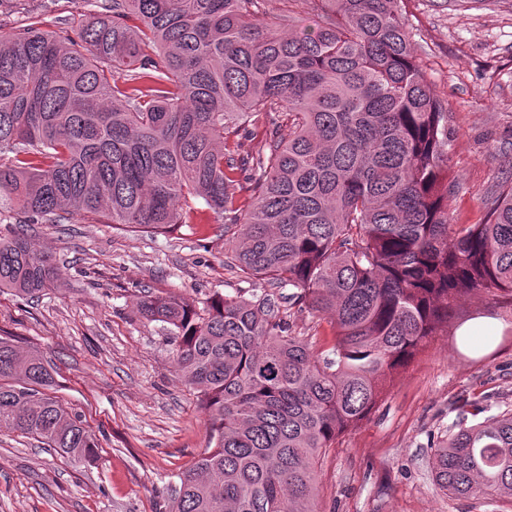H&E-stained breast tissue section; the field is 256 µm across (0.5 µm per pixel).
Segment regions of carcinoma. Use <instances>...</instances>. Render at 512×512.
Listing matches in <instances>:
<instances>
[{
	"label": "carcinoma",
	"instance_id": "obj_1",
	"mask_svg": "<svg viewBox=\"0 0 512 512\" xmlns=\"http://www.w3.org/2000/svg\"><path fill=\"white\" fill-rule=\"evenodd\" d=\"M81 2L100 17L75 38L0 35V222L85 212L160 233L193 223L195 199L240 225L235 268L297 289L288 302L329 320L333 343L314 350L266 295L138 298L207 418L210 446L169 512H315L322 455L462 302L512 305V178L483 223L449 231L455 133L402 0H285L316 17L309 28L265 0ZM271 112L263 151L235 159L229 137ZM59 277L48 252L0 236V290L28 296ZM54 385L38 348L0 337V431L94 462L95 435ZM432 472L450 495L512 499V409L459 422Z\"/></svg>",
	"mask_w": 512,
	"mask_h": 512
}]
</instances>
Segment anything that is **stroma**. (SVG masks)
Returning <instances> with one entry per match:
<instances>
[{"instance_id": "35a3bbf8", "label": "stroma", "mask_w": 512, "mask_h": 512, "mask_svg": "<svg viewBox=\"0 0 512 512\" xmlns=\"http://www.w3.org/2000/svg\"><path fill=\"white\" fill-rule=\"evenodd\" d=\"M404 9L423 74L456 131L449 221L482 223L487 193L512 174V0H404ZM85 12L75 0H8L0 32L72 35ZM23 230L62 278L31 298L0 291V336L47 356L58 398L84 414L100 448L96 462L74 463L37 439L0 432V512H165L208 435L195 390L171 364L169 337L136 302L145 290L199 301L251 294L229 266L235 225L209 212L167 234L123 232L82 213ZM462 308L490 342L470 348L463 317L451 320L370 419L321 459L317 512H512L503 499L446 495L431 473L458 400L482 394L490 416L512 409V306L478 294Z\"/></svg>"}]
</instances>
